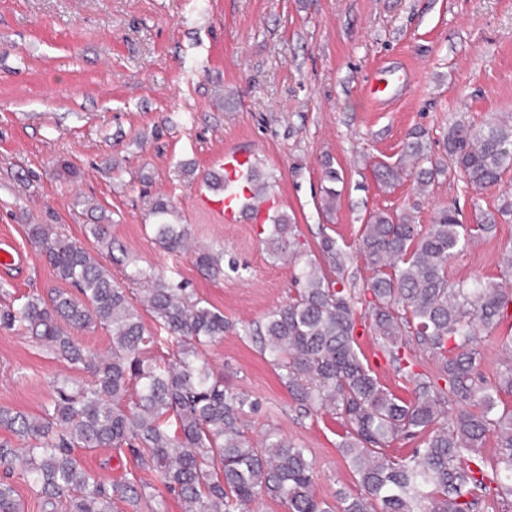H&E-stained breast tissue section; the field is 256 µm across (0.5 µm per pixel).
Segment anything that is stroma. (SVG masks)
I'll list each match as a JSON object with an SVG mask.
<instances>
[{"label":"stroma","instance_id":"obj_1","mask_svg":"<svg viewBox=\"0 0 512 512\" xmlns=\"http://www.w3.org/2000/svg\"><path fill=\"white\" fill-rule=\"evenodd\" d=\"M373 89L385 102L371 100ZM492 114L512 118V0H0V245L15 258L0 270V305L70 289L28 225L80 240L85 225L102 224L126 260H99L131 299L140 291L126 278L133 264L178 274L230 322H261L292 293L293 266L269 256L262 225L225 223L201 204L217 157L245 147L296 224L300 250L321 258L328 236L348 254L358 344L380 384L411 399L413 383L366 316L362 227L375 211L426 225L448 205L476 223L512 201V172L483 191L449 172L421 191L410 176L380 183L373 167L396 165L411 129H424L441 157L449 132ZM327 161L341 175L332 212L321 192ZM162 198L196 247L223 249V275L158 245L152 210ZM511 252L507 217L449 262L448 279L512 285ZM478 349L479 377L496 381L512 365V317L481 331ZM206 357L226 386L259 401L252 438L275 428L306 448L317 498L332 504L353 489L340 422L304 415L255 343L228 332ZM76 375L26 334L0 331V406L40 415L53 382ZM76 454L108 481L147 477L109 448Z\"/></svg>","mask_w":512,"mask_h":512}]
</instances>
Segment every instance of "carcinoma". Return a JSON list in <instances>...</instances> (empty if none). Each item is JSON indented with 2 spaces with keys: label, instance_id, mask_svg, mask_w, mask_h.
<instances>
[{
  "label": "carcinoma",
  "instance_id": "cac0c4a2",
  "mask_svg": "<svg viewBox=\"0 0 512 512\" xmlns=\"http://www.w3.org/2000/svg\"><path fill=\"white\" fill-rule=\"evenodd\" d=\"M450 162L435 159L423 130L409 133L402 157L409 174L424 185L453 171L476 190L499 185L512 170V121L489 116L478 129L459 126L448 136ZM324 208L335 207L339 172L324 170ZM157 243L168 253L186 252L189 226L173 223L175 208L159 199L152 211ZM270 256L294 259V294L264 322L242 327L281 371V380L304 413L336 416L345 427L339 444L349 461L355 489L338 493L339 508L315 497L316 471L306 449L267 431L254 442L246 419L257 401L224 385L204 358V348L231 328L220 310L191 297L183 281L139 267L128 274L143 281L142 306L156 323L148 330L126 289L94 250L112 252L100 224L85 235L95 248L53 231L28 226L56 276L76 289L50 300L33 294L19 306H0V330L19 326L88 379L56 382L41 415L30 417L0 406V428L26 440L23 448L0 443V472L18 474L36 491L42 512H130L154 509L163 489L183 512H250L264 498L285 512H470L496 484V496L512 498V366L492 386L476 377L477 333L498 326L512 305V289L448 281V261L474 240L493 232L496 215L463 224L456 208L436 210L432 223L416 224L408 214L369 215L358 253L373 276L367 284L375 303L372 330L381 337L397 372L413 381L404 400L384 389L360 351L355 292L345 286L347 253L325 237L320 250L336 279L298 249L296 225L284 213L268 216ZM195 262L214 276L224 273V250L203 248ZM100 327L112 335L110 350L85 351L70 328ZM176 347L174 360L146 357L163 342ZM426 352L438 363L437 378L413 372L412 353ZM445 386H440L439 381ZM457 412L445 420L442 405ZM497 437L498 457L485 464V438ZM397 440H415L404 456L389 452ZM125 450L151 481L109 482L83 467L75 449ZM15 487L0 479V512H13Z\"/></svg>",
  "mask_w": 512,
  "mask_h": 512
}]
</instances>
